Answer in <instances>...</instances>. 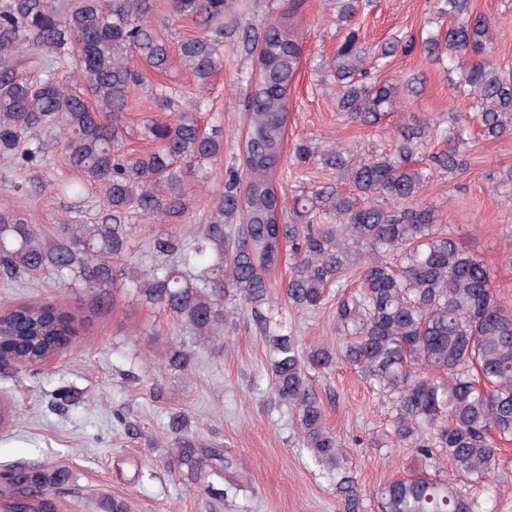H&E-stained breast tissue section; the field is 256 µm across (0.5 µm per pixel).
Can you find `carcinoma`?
<instances>
[{
  "mask_svg": "<svg viewBox=\"0 0 512 512\" xmlns=\"http://www.w3.org/2000/svg\"><path fill=\"white\" fill-rule=\"evenodd\" d=\"M470 0H445V33L427 38V55L448 53V65L473 57L462 83L476 95L474 117L482 136H512V83L482 58L491 41L490 21L472 18ZM153 0H0V157L19 170L39 169L55 159L81 174L82 182L55 190L80 197L98 188L100 220L59 225L46 235L20 216L0 213V278L16 281L50 275L59 287L80 282L106 300L116 278L172 316L181 330L221 339L236 304L251 312L268 349L272 393L295 423L298 442L311 462L336 480L354 485L339 460L341 443L326 423L311 371L326 369L336 352L307 349L271 305L270 277L283 250L293 257L288 306L315 311L328 289L358 276L356 292L336 301L342 354L377 390L395 402V438L416 450L428 468L436 454L457 472L482 483L494 472L495 437H512V309L494 297L483 261L435 224L419 202L434 172L467 169L456 141L424 156L415 168L431 119L415 120L392 153L354 162L340 149L320 155L348 182L351 192L324 188L318 204L297 197L300 223L286 221V202L272 176L282 160L289 93L300 64L291 15L255 24L248 8L235 12L228 0H167L174 17L190 16L199 34L179 42L176 59L197 79L195 110L207 107L204 92L234 40L250 60L242 75L248 124L239 150L249 174L225 173L224 193L213 201L207 224L191 238L179 224L190 207L187 175L207 179L206 165L224 153L221 130L205 129L182 112L176 123L151 122L145 135L152 152L136 157L122 149L116 118L143 75L133 55L165 71L175 59L164 35L148 21ZM366 50L351 28L336 50L335 77L342 88L337 109L352 122L375 125L394 111L397 88L365 80ZM154 103L177 110L166 87ZM395 204L386 208L378 200ZM169 225L147 243L148 261L122 267L136 225L132 218ZM40 334L63 348L77 334L76 318L54 304L0 305V356L29 367L41 359ZM170 468L226 478L233 463L219 448H198L179 438ZM0 479L29 512H55L54 488L70 471L57 467L14 468ZM380 512H483L470 494L427 471L394 478L378 490Z\"/></svg>",
  "mask_w": 512,
  "mask_h": 512,
  "instance_id": "1",
  "label": "carcinoma"
}]
</instances>
